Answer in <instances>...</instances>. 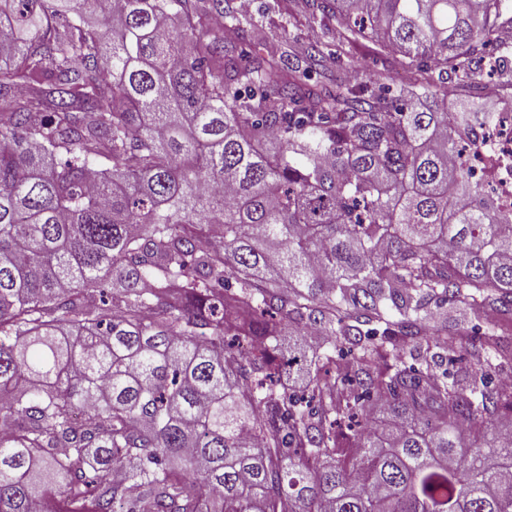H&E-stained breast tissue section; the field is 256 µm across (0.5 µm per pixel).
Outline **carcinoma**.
<instances>
[{
    "label": "carcinoma",
    "instance_id": "obj_1",
    "mask_svg": "<svg viewBox=\"0 0 512 512\" xmlns=\"http://www.w3.org/2000/svg\"><path fill=\"white\" fill-rule=\"evenodd\" d=\"M229 2L0 0V512H512V342L437 371L512 317L458 149L512 0ZM362 39L398 83L302 80ZM239 0L242 9H250L246 18L259 21L264 26L266 40L278 53L291 51L303 45L314 34L324 45L325 51L335 50L336 23L320 26L319 20L313 29L307 18L312 12V1L306 0ZM248 2V3H246ZM494 325H496L497 332L499 334H511V325L501 321L500 319L496 322V318L487 320L482 314H460L458 311L448 306V332L467 335L471 338H474L477 337L474 336L475 334H478L481 331H485L487 328H493Z\"/></svg>",
    "mask_w": 512,
    "mask_h": 512
}]
</instances>
